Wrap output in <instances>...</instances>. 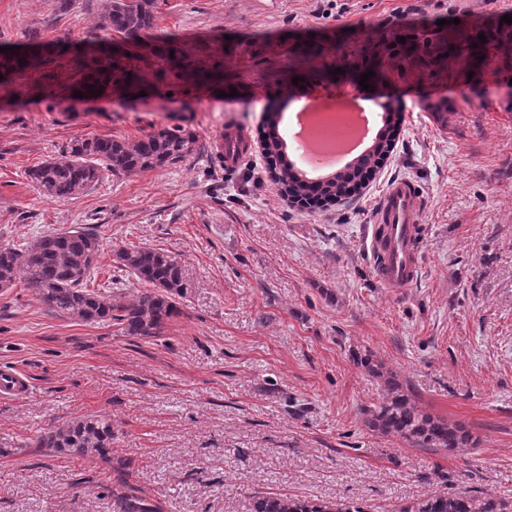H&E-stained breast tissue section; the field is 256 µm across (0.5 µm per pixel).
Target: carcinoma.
Returning <instances> with one entry per match:
<instances>
[{"instance_id":"obj_1","label":"carcinoma","mask_w":512,"mask_h":512,"mask_svg":"<svg viewBox=\"0 0 512 512\" xmlns=\"http://www.w3.org/2000/svg\"><path fill=\"white\" fill-rule=\"evenodd\" d=\"M157 0H108L103 26L110 34L129 45L131 53L114 52L93 33L81 43L59 41L49 56L33 52L41 44L39 35H28L29 44L15 52L0 53V74L8 68L15 81L0 80V91L14 95V82L32 81L33 90L41 89L37 77L30 75L46 64L64 70L77 65L83 56L86 71L58 90L85 98L139 95L155 89L153 80L163 75L172 83H192L208 89L209 77L202 70L186 71L184 51L176 38L150 46L155 28ZM414 47L440 70L448 62H469L492 50L504 59L512 55V34L506 32L475 44L444 37L438 30H423L414 35ZM389 137L375 145L368 158L353 167L351 179L361 178L363 170L374 167L389 153ZM196 143L194 133L180 125L161 128L137 142L116 138H80L70 142L58 156L46 159L28 170V176L44 196L64 200L82 194L101 180V172L136 174L183 161ZM275 181L284 186L289 200H300L311 193L309 183L298 178L284 165L276 171ZM102 249L98 235L81 227L41 234L21 247L0 245V290L13 287L23 279L52 313L85 323H110L126 336L156 337L167 321L179 316L178 299L188 288L180 263L169 253L147 246L129 245L115 252L117 267L148 288L116 304L109 295L88 288L91 270ZM355 360L384 385L379 403L364 410L365 426L382 436H396L421 448L454 451L472 448L476 440L465 425L449 422L422 410L406 383L385 369L371 352L356 354ZM112 422L106 418H82L52 429L37 437L36 443L49 451L75 456H98L112 462V489L108 491L110 512H162L160 503L142 495L132 482L133 461L112 460ZM252 512H363L354 504L321 500L317 497L263 493L254 496ZM402 512H512V499L478 497L465 492L436 491L403 508Z\"/></svg>"}]
</instances>
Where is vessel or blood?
Listing matches in <instances>:
<instances>
[{"label":"vessel or blood","mask_w":512,"mask_h":512,"mask_svg":"<svg viewBox=\"0 0 512 512\" xmlns=\"http://www.w3.org/2000/svg\"><path fill=\"white\" fill-rule=\"evenodd\" d=\"M303 96L310 110L339 107L359 112L368 93L359 89L354 95H341L335 83L321 82L304 85ZM423 213L421 193L410 179H397L383 193L368 228L366 248L384 287L410 288L420 278L418 236ZM30 390L31 382L25 373L15 369L0 371V396H20Z\"/></svg>","instance_id":"vessel-or-blood-1"}]
</instances>
